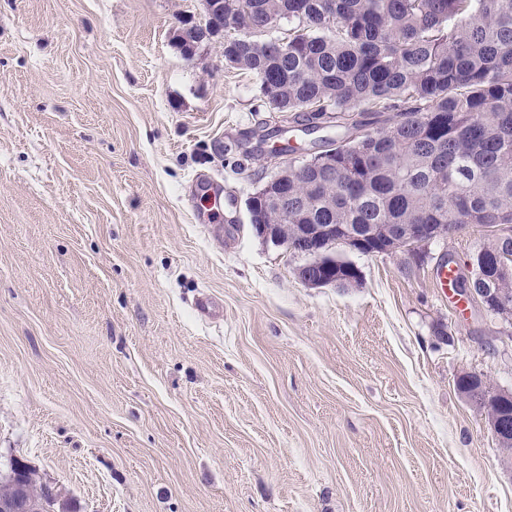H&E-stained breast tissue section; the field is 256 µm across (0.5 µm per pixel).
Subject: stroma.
Segmentation results:
<instances>
[{"mask_svg":"<svg viewBox=\"0 0 512 512\" xmlns=\"http://www.w3.org/2000/svg\"><path fill=\"white\" fill-rule=\"evenodd\" d=\"M203 11L0 0V467L76 512H512V469L456 387L512 390V323L436 277L486 227L414 256L339 247L358 284H303L246 202L287 162L273 144L301 158L322 134L226 69L223 37L173 46Z\"/></svg>","mask_w":512,"mask_h":512,"instance_id":"stroma-1","label":"stroma"}]
</instances>
